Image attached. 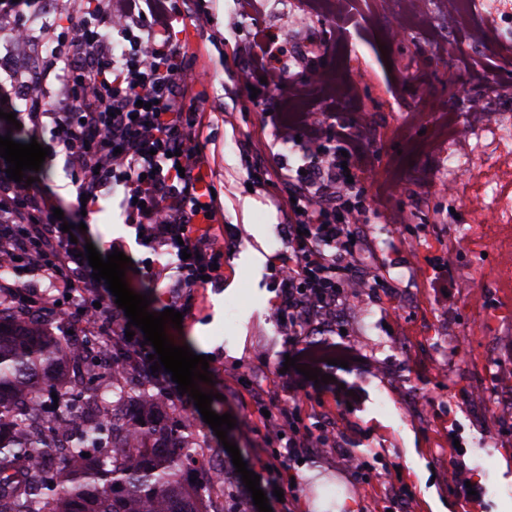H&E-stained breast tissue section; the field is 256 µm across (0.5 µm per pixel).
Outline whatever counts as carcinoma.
I'll list each match as a JSON object with an SVG mask.
<instances>
[{
    "label": "carcinoma",
    "mask_w": 512,
    "mask_h": 512,
    "mask_svg": "<svg viewBox=\"0 0 512 512\" xmlns=\"http://www.w3.org/2000/svg\"><path fill=\"white\" fill-rule=\"evenodd\" d=\"M71 351L69 337L0 309V512H224L220 485L187 478L206 452H179L194 445L181 415L145 406L120 372L74 388ZM51 393L26 423L18 397ZM79 398L94 409L80 425ZM58 446L69 454L54 461Z\"/></svg>",
    "instance_id": "obj_1"
}]
</instances>
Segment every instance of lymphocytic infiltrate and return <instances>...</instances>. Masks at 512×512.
Here are the masks:
<instances>
[{
  "instance_id": "f902f5d3",
  "label": "lymphocytic infiltrate",
  "mask_w": 512,
  "mask_h": 512,
  "mask_svg": "<svg viewBox=\"0 0 512 512\" xmlns=\"http://www.w3.org/2000/svg\"><path fill=\"white\" fill-rule=\"evenodd\" d=\"M181 10L174 0H96L68 15L67 30L57 22H43L40 39L50 45L38 70L13 76L15 87L26 89L32 125L51 118L56 144L68 157L78 193L94 207L104 192L121 188L120 206L128 223L149 241L150 249L177 257V273L170 286L174 311L191 289L218 281L224 250L216 246L211 229L217 203L202 174L203 159L193 143L204 127L192 86L197 81L181 62L173 39ZM125 44L113 48L111 32ZM70 46L72 55L60 54ZM283 50L274 40L264 47L245 49L247 66L234 78L235 93L245 95L259 78L268 86L288 85L287 96L270 108L273 144L288 145L302 155L301 168L274 169L272 183L286 184L275 205L287 211L288 260L279 270V286L286 298L281 315L289 335L301 334L313 314L336 311L337 297L364 292L367 283L358 268L350 227L366 221L364 210L352 200L349 183L356 167H344L345 154L364 147L361 125L333 126L325 115L334 110L340 93L324 69H313L290 80L281 66ZM59 82L68 104L50 113L45 108L50 82ZM0 163V261L21 259L45 288H23L0 278V297L20 318L59 314L66 300L76 301L69 323H82L103 336L116 359L133 355L142 376L154 389L153 404L179 400L166 371H152L149 350L127 340L123 309L110 301L105 282L80 257L53 216L57 202L9 180ZM288 405L263 424L266 438H284L289 456L304 448H323L326 435L299 434L291 424Z\"/></svg>"
}]
</instances>
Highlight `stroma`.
Returning <instances> with one entry per match:
<instances>
[{
	"label": "stroma",
	"mask_w": 512,
	"mask_h": 512,
	"mask_svg": "<svg viewBox=\"0 0 512 512\" xmlns=\"http://www.w3.org/2000/svg\"><path fill=\"white\" fill-rule=\"evenodd\" d=\"M213 17L209 33L196 28L192 15L177 24L176 42L184 64L199 73L195 91L208 124L196 140L207 155L206 180L219 197L221 211L213 231L224 242V277L194 289L183 302L181 327H166L174 345L189 346L210 358V382L202 392L213 394L211 409L231 414L235 427L219 440L192 398L178 408L190 420L198 447L224 472V489L231 512H258L251 493L226 451L235 443L248 470L260 477L273 512H372L371 490L385 492L391 512H512V499L494 500L485 486L512 487V419L495 415L473 416L468 409L472 389L488 378L485 363L512 372V324L500 337L477 335L480 326L473 297L485 305L501 303L499 289L462 273L473 263L492 266L494 255L480 259L470 248L455 256L443 252L405 254L404 238L439 232L453 234L471 223L466 199L450 200L436 184L414 180L417 166H433L435 154L426 150L435 141L431 122L422 131L399 139L396 127L404 113L427 107L429 112H465L483 88L472 74L456 64L440 67L431 45L435 33L410 30L403 41L389 40L393 19L381 14L369 20L354 18L338 25L331 17H305L304 0L280 6L262 0L250 19L240 18L234 0H200ZM305 20L319 29L327 43L300 47L296 24ZM277 38L287 52L293 78L307 70L328 67L351 72L364 70L366 78L357 95L336 109L332 123H368L370 139L357 155L367 176L358 184V199L366 211L363 235L357 238L361 253L370 250L372 230L385 226L383 249L391 258L390 276L401 288H419L420 303L399 305L379 302L367 292L346 305L339 325H310L298 339H288L279 319L282 298L275 271L288 259V223L273 203L284 185H268L263 175L276 162L273 153H257L263 136V109L254 99L232 95L231 87L243 59L232 41H252L255 32ZM25 103L8 99L0 105V136L27 144L37 141L48 148L35 187L59 200L63 216L73 224H85L79 243H92L103 255L113 243L124 245L132 267L125 272L129 288L147 295L153 312L169 305L168 279L153 277L149 267L155 258L142 246L134 225L125 221L119 196L100 198L93 213L79 216L77 190L65 153L54 142L52 123L35 128L24 114ZM14 114L18 128H10L5 116ZM401 182V203L411 221L394 224L377 203L385 179ZM434 312L449 314L457 326L443 346L427 350L418 340L421 318ZM405 339L409 351L397 348ZM356 342L362 359L348 367L328 366L336 379L357 387L359 397L347 398L324 387L307 385L288 391L282 372L285 356L294 345ZM414 393L423 413L410 417L405 411H384L379 395L404 397ZM296 400L295 424L299 429L320 425L336 435L337 449L306 448L299 459L282 461V448L264 443L258 429L263 411H275L277 402ZM349 449L358 466L346 468L340 455ZM459 471L460 485H449L447 471Z\"/></svg>",
	"instance_id": "obj_1"
}]
</instances>
